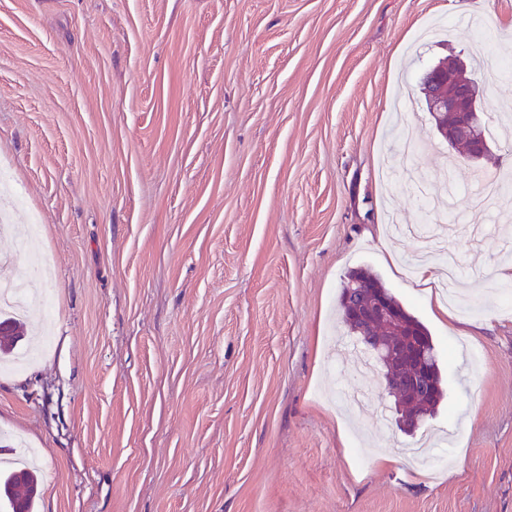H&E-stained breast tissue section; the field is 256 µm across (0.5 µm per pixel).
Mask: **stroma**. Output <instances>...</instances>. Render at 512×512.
I'll return each mask as SVG.
<instances>
[{"mask_svg":"<svg viewBox=\"0 0 512 512\" xmlns=\"http://www.w3.org/2000/svg\"><path fill=\"white\" fill-rule=\"evenodd\" d=\"M458 55L476 165L420 90ZM509 64L512 0H0V280L45 259L54 309L0 367L36 512H512ZM429 234L453 300L407 268ZM357 268L437 346L414 434L338 321Z\"/></svg>","mask_w":512,"mask_h":512,"instance_id":"35a3bbf8","label":"stroma"}]
</instances>
